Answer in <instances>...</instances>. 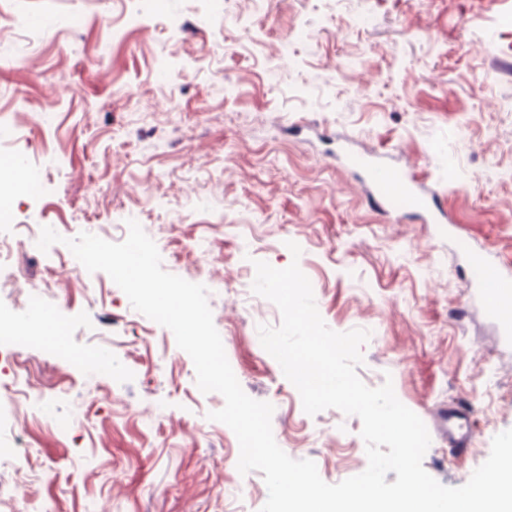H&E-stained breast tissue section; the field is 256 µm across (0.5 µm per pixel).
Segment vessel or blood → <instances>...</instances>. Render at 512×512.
<instances>
[{"label": "vessel or blood", "instance_id": "obj_1", "mask_svg": "<svg viewBox=\"0 0 512 512\" xmlns=\"http://www.w3.org/2000/svg\"><path fill=\"white\" fill-rule=\"evenodd\" d=\"M363 183L370 188V199L376 206H384L394 200H403L414 210L428 215L431 223L448 221V211L438 194L422 190L412 173H393L378 162L361 156L348 159ZM448 446L454 453H462L470 447L474 432L469 423V411L464 404L450 405L448 408Z\"/></svg>", "mask_w": 512, "mask_h": 512}]
</instances>
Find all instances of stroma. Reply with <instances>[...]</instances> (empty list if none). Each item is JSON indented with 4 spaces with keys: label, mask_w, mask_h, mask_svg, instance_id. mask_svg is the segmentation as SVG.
I'll list each match as a JSON object with an SVG mask.
<instances>
[{
    "label": "stroma",
    "mask_w": 512,
    "mask_h": 512,
    "mask_svg": "<svg viewBox=\"0 0 512 512\" xmlns=\"http://www.w3.org/2000/svg\"><path fill=\"white\" fill-rule=\"evenodd\" d=\"M358 15L372 26L350 27ZM0 149L37 168L0 221V314L26 321L37 285L63 328L0 370V512L267 500L173 333L106 273L74 267L65 239L120 242L130 218L167 272L206 286L243 390L326 483L366 469L361 421L304 412L261 345L281 314L253 293L250 260L298 261L331 330H369L357 373L392 380L423 420V467L441 484H465L512 429V335L488 288L512 273V181L486 177L512 168V0H0ZM350 153L411 169L451 223L372 206ZM30 224L61 242L31 250ZM97 351L110 367H93ZM453 401L473 410L461 457L436 414Z\"/></svg>",
    "instance_id": "stroma-1"
}]
</instances>
